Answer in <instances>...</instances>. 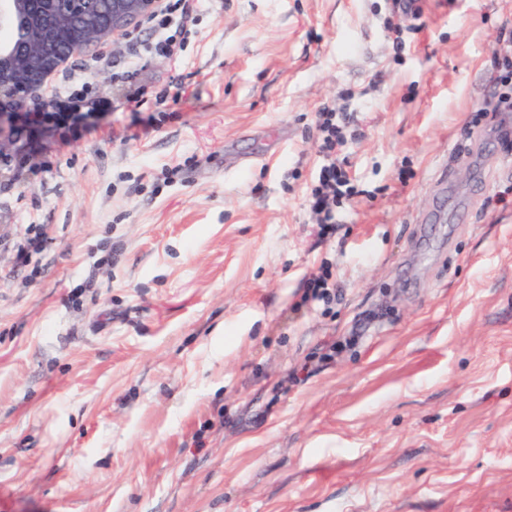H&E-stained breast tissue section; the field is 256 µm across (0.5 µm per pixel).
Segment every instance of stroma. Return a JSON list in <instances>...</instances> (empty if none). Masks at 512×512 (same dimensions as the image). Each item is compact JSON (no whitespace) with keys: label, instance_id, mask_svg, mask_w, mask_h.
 Segmentation results:
<instances>
[{"label":"stroma","instance_id":"35a3bbf8","mask_svg":"<svg viewBox=\"0 0 512 512\" xmlns=\"http://www.w3.org/2000/svg\"><path fill=\"white\" fill-rule=\"evenodd\" d=\"M191 2L144 100L0 170V512H512V0H420L398 47L392 0ZM126 46L63 72L116 92ZM492 66L496 70L495 82L497 87L500 86L508 89L502 93L496 92L494 97L485 100L481 109L485 112H500L503 110L511 111L512 108V66H511V55L512 46H508L506 50L493 51ZM350 123L351 118L346 110L336 112V108L327 105L317 112L316 129L325 163L317 183L311 189L307 205L322 237L336 231V207L359 193L343 167L344 158L340 160L348 141L357 136L354 131H348ZM331 275L327 269L321 268L318 272L312 273L308 278L309 294L307 299L319 301L329 300L331 297H336V284H329Z\"/></svg>","mask_w":512,"mask_h":512}]
</instances>
